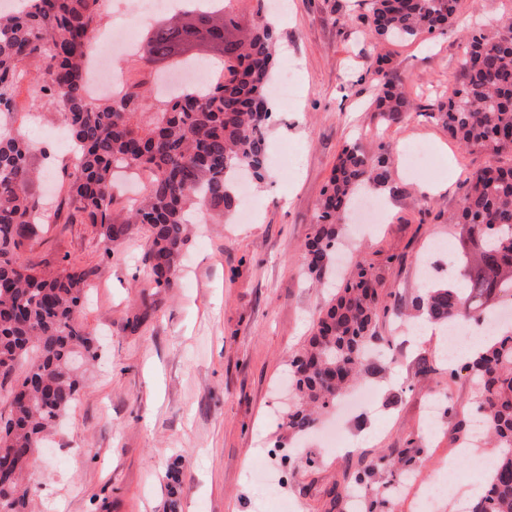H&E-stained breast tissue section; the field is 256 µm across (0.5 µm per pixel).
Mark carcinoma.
<instances>
[{
	"label": "carcinoma",
	"instance_id": "1",
	"mask_svg": "<svg viewBox=\"0 0 512 512\" xmlns=\"http://www.w3.org/2000/svg\"><path fill=\"white\" fill-rule=\"evenodd\" d=\"M460 0H370L369 29L379 40H414L442 34ZM101 0H31L23 15L0 13V377L11 376L22 360L28 367L12 391L10 418L0 427V471L12 475L10 512H26V467L11 451L34 455L58 420L77 402L82 383L74 360L97 357V346L81 320L95 267L72 261L51 271L20 261L45 225L61 213L46 214L32 191L34 149L14 128L19 113L16 79L36 64L29 112L53 111L66 126L77 163L59 192L68 207L67 224L94 226L105 244H119L144 232L146 272L155 287L175 284L184 247L188 212L206 207L220 216L238 205L236 179L246 169L261 180L266 171L267 130L273 112L269 89L278 41L275 25L255 0L250 23L233 10L202 8L183 0L181 9L147 30L139 46L142 67L196 60L190 37L203 29L217 46L220 63L203 91L186 89L160 100L155 120L135 117L145 99L140 81L111 98L86 95L87 64L100 20ZM463 82L424 116L441 125L462 146L496 155L512 154V22L492 37L474 31L468 38ZM374 112L386 122L410 116L413 102L389 78L385 62L373 69ZM389 147L367 150L349 145L338 155L303 247L308 275L322 282L332 268L339 224L360 185L389 186ZM149 173L146 194L123 224L111 222L112 168ZM461 226L465 283L434 284L407 311L381 300V281L366 260H356L321 309L306 344L290 359L296 400L286 414L289 434L312 431L320 416L359 379L389 369L371 357L380 315L425 316L466 325L494 318L496 301L512 298V163L490 164L467 177L458 210L449 218ZM153 313L144 297L125 324L137 333ZM466 371L475 380L474 413L481 417L496 463L480 496L465 512H512V327H501L476 357L448 369L453 379ZM413 439L379 462L347 476L365 498L367 512L386 507L392 485L380 482V468L414 469Z\"/></svg>",
	"mask_w": 512,
	"mask_h": 512
}]
</instances>
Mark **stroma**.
I'll return each mask as SVG.
<instances>
[{
  "mask_svg": "<svg viewBox=\"0 0 512 512\" xmlns=\"http://www.w3.org/2000/svg\"><path fill=\"white\" fill-rule=\"evenodd\" d=\"M277 14V69L295 76L289 107H277L268 132L269 172L250 184L254 219L215 220L198 210L187 228L174 288H154L145 271L143 235L104 247L88 224H52L21 259L63 267L65 259L96 265L81 319L100 340L98 358L82 366L84 389L31 468L32 512H349L344 473L362 468L411 437L421 449L419 482L453 478L440 512H461L488 470V448L462 452L449 438L474 398L468 373L456 379L418 371L436 358L439 336L415 337L392 317L379 320L378 349L395 365L366 385L372 402L344 432L355 449L341 454L309 435L296 447L284 425L290 402L288 360L306 340L329 291L309 280L301 246L312 230L322 192L345 145L383 142L391 148V180L376 194L380 224L360 231L359 216L342 226L340 249L372 262L385 289L410 304L424 289L422 259L443 265L442 279L463 286L460 229L448 218L460 186L495 163L488 152L452 141L426 117L462 80L470 30L493 35L512 20V0H460L454 24L440 36L408 42L372 37L367 0H287ZM384 59L418 113L400 123L371 110V64ZM57 117L23 125L34 148L51 146L54 163L33 190L54 198L69 144ZM420 141L428 174L411 170L408 141ZM148 183L139 170L114 176L112 217L124 222ZM153 297L152 318L136 334L124 325L140 295ZM447 393L435 431L422 428L425 400Z\"/></svg>",
  "mask_w": 512,
  "mask_h": 512,
  "instance_id": "obj_1",
  "label": "stroma"
}]
</instances>
